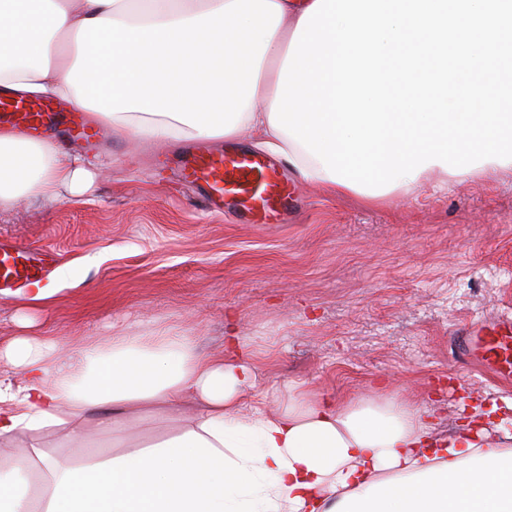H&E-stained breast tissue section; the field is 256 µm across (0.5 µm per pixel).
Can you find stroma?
<instances>
[{
  "instance_id": "obj_1",
  "label": "stroma",
  "mask_w": 512,
  "mask_h": 512,
  "mask_svg": "<svg viewBox=\"0 0 512 512\" xmlns=\"http://www.w3.org/2000/svg\"><path fill=\"white\" fill-rule=\"evenodd\" d=\"M111 159L85 193L0 210V243L52 251L70 265L49 301L0 293V340L21 319L76 348L112 332L178 328L210 355L234 318L256 351L259 390L284 401L288 385L358 396L383 383L440 407L448 434L472 398L507 389L457 361L458 338L512 318V173L435 174L377 200L332 196L289 171L299 208L285 224L209 214L159 154L177 146L106 129Z\"/></svg>"
}]
</instances>
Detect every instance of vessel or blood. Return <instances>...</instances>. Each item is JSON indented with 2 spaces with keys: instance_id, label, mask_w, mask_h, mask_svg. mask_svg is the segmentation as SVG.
I'll use <instances>...</instances> for the list:
<instances>
[{
  "instance_id": "obj_1",
  "label": "vessel or blood",
  "mask_w": 512,
  "mask_h": 512,
  "mask_svg": "<svg viewBox=\"0 0 512 512\" xmlns=\"http://www.w3.org/2000/svg\"><path fill=\"white\" fill-rule=\"evenodd\" d=\"M0 127L30 137L54 133L99 145L102 132L83 113L52 103H32L0 94ZM184 180L194 184L209 212L220 214L232 201L242 223L281 224L294 206V191L278 168L251 151L237 148L220 153L187 152L180 162ZM45 259L0 244V291L20 282L42 279ZM460 353L483 362L502 381L512 383V321L484 325L469 332Z\"/></svg>"
}]
</instances>
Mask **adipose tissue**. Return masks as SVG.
I'll use <instances>...</instances> for the list:
<instances>
[{"label":"adipose tissue","instance_id":"1","mask_svg":"<svg viewBox=\"0 0 512 512\" xmlns=\"http://www.w3.org/2000/svg\"><path fill=\"white\" fill-rule=\"evenodd\" d=\"M314 0H0V88L59 98L133 138L171 144L258 132L333 194L318 159L269 122L297 24ZM92 172L52 141L0 134V210L79 194ZM0 512H512V434L498 405L445 437L388 388L339 399L294 383L270 408L255 352L186 331H119L67 355L47 337L0 345ZM171 423L149 444L138 423ZM55 433L71 457L40 442Z\"/></svg>","mask_w":512,"mask_h":512}]
</instances>
